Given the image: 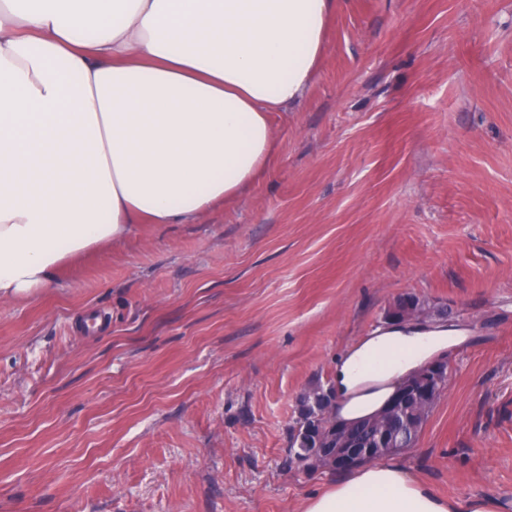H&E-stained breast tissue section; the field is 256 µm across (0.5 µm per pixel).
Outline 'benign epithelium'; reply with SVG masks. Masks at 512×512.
<instances>
[{"mask_svg": "<svg viewBox=\"0 0 512 512\" xmlns=\"http://www.w3.org/2000/svg\"><path fill=\"white\" fill-rule=\"evenodd\" d=\"M426 318L424 307L410 293L396 299L385 316L393 324ZM447 383L448 356L439 355L407 375L396 394L376 414L352 422L336 420L325 431L313 435L312 453L336 472L396 453L404 438L413 432L418 415L434 406Z\"/></svg>", "mask_w": 512, "mask_h": 512, "instance_id": "obj_1", "label": "benign epithelium"}]
</instances>
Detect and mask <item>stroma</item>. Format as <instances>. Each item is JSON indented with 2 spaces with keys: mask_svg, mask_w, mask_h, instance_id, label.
Returning a JSON list of instances; mask_svg holds the SVG:
<instances>
[{
  "mask_svg": "<svg viewBox=\"0 0 512 512\" xmlns=\"http://www.w3.org/2000/svg\"><path fill=\"white\" fill-rule=\"evenodd\" d=\"M272 173L0 302V512H304L298 396L414 294L467 337L417 442L512 502V0H337Z\"/></svg>",
  "mask_w": 512,
  "mask_h": 512,
  "instance_id": "obj_1",
  "label": "stroma"
}]
</instances>
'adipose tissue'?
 <instances>
[{
  "label": "adipose tissue",
  "mask_w": 512,
  "mask_h": 512,
  "mask_svg": "<svg viewBox=\"0 0 512 512\" xmlns=\"http://www.w3.org/2000/svg\"><path fill=\"white\" fill-rule=\"evenodd\" d=\"M336 0H0V301L135 224H191L270 176ZM457 330L404 323L336 360V415L379 410ZM370 462L305 512H500Z\"/></svg>",
  "instance_id": "obj_1"
}]
</instances>
